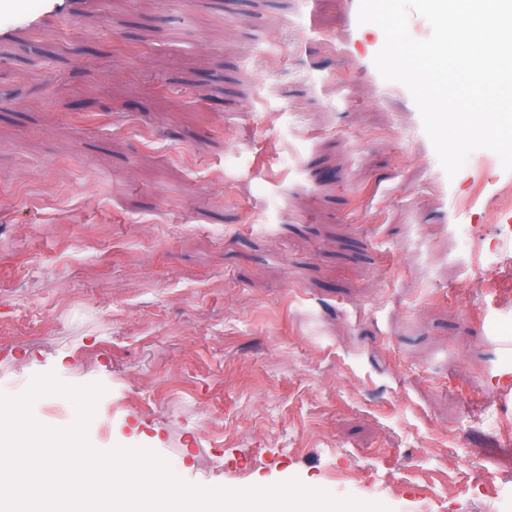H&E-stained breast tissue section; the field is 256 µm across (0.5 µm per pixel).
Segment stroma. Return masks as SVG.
<instances>
[{
	"instance_id": "35a3bbf8",
	"label": "stroma",
	"mask_w": 512,
	"mask_h": 512,
	"mask_svg": "<svg viewBox=\"0 0 512 512\" xmlns=\"http://www.w3.org/2000/svg\"><path fill=\"white\" fill-rule=\"evenodd\" d=\"M350 0H0V394L209 488L512 512V191ZM31 412L65 429L74 403Z\"/></svg>"
}]
</instances>
